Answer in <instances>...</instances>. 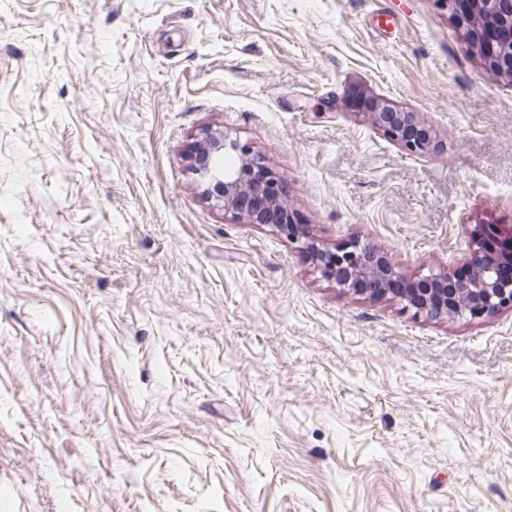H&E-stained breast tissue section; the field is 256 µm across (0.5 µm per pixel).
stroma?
Returning <instances> with one entry per match:
<instances>
[{
  "mask_svg": "<svg viewBox=\"0 0 512 512\" xmlns=\"http://www.w3.org/2000/svg\"><path fill=\"white\" fill-rule=\"evenodd\" d=\"M208 127L407 278L512 228V80L436 0H0V512H512V310L339 288L207 200ZM373 103L368 113L373 123L390 139L399 142L406 150L415 154L427 152L433 144L430 131L420 125L411 112H402L389 104Z\"/></svg>",
  "mask_w": 512,
  "mask_h": 512,
  "instance_id": "35a3bbf8",
  "label": "stroma"
}]
</instances>
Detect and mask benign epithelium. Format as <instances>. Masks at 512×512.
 <instances>
[{"label": "benign epithelium", "mask_w": 512, "mask_h": 512, "mask_svg": "<svg viewBox=\"0 0 512 512\" xmlns=\"http://www.w3.org/2000/svg\"><path fill=\"white\" fill-rule=\"evenodd\" d=\"M440 7L462 29L472 45L481 44L484 66L512 78V0H437ZM373 123L390 139L415 154L427 152L433 144L430 131L410 112L388 104L373 103ZM234 154L238 165L224 172L223 154ZM192 169L208 183L206 195L213 205L233 210L246 224H272L298 242L303 225L277 195V178L250 149L221 131L204 129L197 138ZM486 225L470 230L473 244L464 267L465 274L446 271L408 281L400 275L392 256L377 248L351 243L334 251L307 248L314 255L322 275L342 288L357 290L359 283L372 282L373 296L393 294L404 309L430 319L469 317L482 319L504 309L512 310V255L496 253L486 246Z\"/></svg>", "instance_id": "benign-epithelium-1"}]
</instances>
